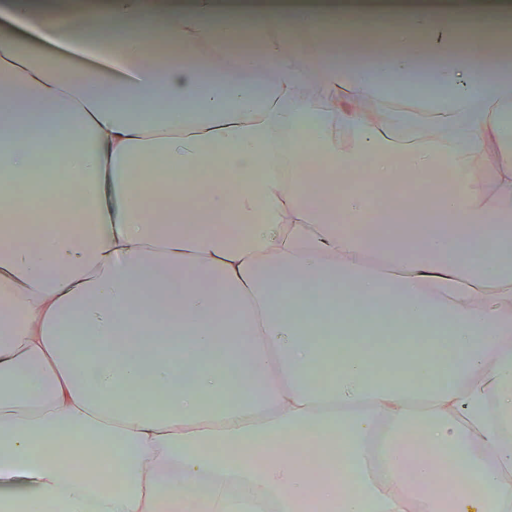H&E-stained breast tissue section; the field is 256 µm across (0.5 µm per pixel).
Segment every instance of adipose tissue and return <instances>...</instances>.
Masks as SVG:
<instances>
[{
    "instance_id": "adipose-tissue-1",
    "label": "adipose tissue",
    "mask_w": 512,
    "mask_h": 512,
    "mask_svg": "<svg viewBox=\"0 0 512 512\" xmlns=\"http://www.w3.org/2000/svg\"><path fill=\"white\" fill-rule=\"evenodd\" d=\"M431 3L30 0L0 38V130L37 134L0 170L26 182L30 150L61 143L91 174L68 195L43 170L45 193L0 222V478L34 512H438L443 491L453 512H512V62L481 65L466 0ZM328 15L399 17L396 46L360 58L325 39ZM107 19L159 33L163 63L135 40L118 68L21 45L67 48ZM396 89L426 102L395 108ZM275 143L321 177L271 175ZM488 158L489 191L400 179ZM137 324L153 351L127 347ZM220 336L236 349L217 366ZM146 377L174 395L162 412L132 407ZM311 431L340 443L316 468L277 446ZM50 434L95 436L110 462L76 473L41 452Z\"/></svg>"
}]
</instances>
